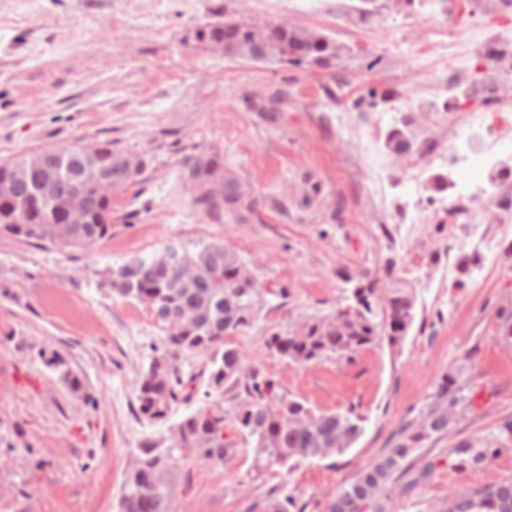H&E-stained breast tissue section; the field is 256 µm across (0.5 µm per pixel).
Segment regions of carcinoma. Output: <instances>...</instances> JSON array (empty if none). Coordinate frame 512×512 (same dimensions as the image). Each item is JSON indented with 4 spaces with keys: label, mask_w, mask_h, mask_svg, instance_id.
<instances>
[{
    "label": "carcinoma",
    "mask_w": 512,
    "mask_h": 512,
    "mask_svg": "<svg viewBox=\"0 0 512 512\" xmlns=\"http://www.w3.org/2000/svg\"><path fill=\"white\" fill-rule=\"evenodd\" d=\"M195 40L226 56L245 57L258 42L264 58L296 65L297 50H314L308 64L327 67L340 56V49L326 35L304 28L283 27L265 22L255 25L231 17L206 22L195 31ZM291 102L286 90L268 96L265 104L248 107L257 112H283ZM411 123L391 128L384 139L395 157L421 149L425 141H415ZM99 171L116 190L133 183L144 169L134 154L99 141ZM42 165L26 179L14 184L9 197H0V232L34 243L59 247L89 248L112 235V202L96 196L92 184L80 195L87 217L76 235L60 223L76 191V179L61 175L56 179L52 202L43 203L34 195L35 187L56 168V157L42 152ZM186 178L199 194L196 204L217 219L224 215L255 213L264 206L233 170L224 167L216 152L201 149L185 158ZM331 313L312 316L286 332L271 331L266 348L281 359L298 366L314 363L329 355L349 357L359 350L387 342L401 343L415 321L414 288L389 261L382 268L365 269ZM112 292L133 299L152 313L166 332L165 352L154 356L142 372L137 387L139 412L151 424L169 420L173 404L191 402L195 375L184 378L175 357L185 352L210 354L202 405L170 427L172 444L161 448L145 440L135 465L125 474L118 512H172V486L160 485L157 478L169 477L180 461L182 448H194L197 457L214 464L224 463L237 442L227 440V429L247 445H253L256 471L274 466L293 468L304 462L324 460L343 453L363 432L365 419L348 409L344 412H315L304 403L280 397L275 382L258 367L242 373L243 357L232 337L251 326L262 304L264 286L239 255L224 243L210 242L191 252L168 245L149 259L136 258L111 273ZM497 335L512 344V309L498 314ZM46 367L60 372L63 384L74 394L86 396L80 380L63 370L61 354L40 353ZM473 375L462 368L443 372L429 402L419 414L403 423L390 439L388 451L365 465L349 483L336 489L323 512H386L389 492L401 479L413 489L426 481L432 464L416 467L414 453L431 441L455 430L465 414L473 412L466 394ZM244 383L246 399L233 414L224 411V387ZM512 451V417H504L484 435L463 437L448 449L453 466L478 470L490 459ZM306 506L291 494L269 490L249 506V512H305ZM435 512H512V480L481 486L440 502Z\"/></svg>",
    "instance_id": "1"
}]
</instances>
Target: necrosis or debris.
Segmentation results:
<instances>
[{"instance_id":"1","label":"necrosis or debris","mask_w":512,"mask_h":512,"mask_svg":"<svg viewBox=\"0 0 512 512\" xmlns=\"http://www.w3.org/2000/svg\"><path fill=\"white\" fill-rule=\"evenodd\" d=\"M478 6L482 20L477 24L459 22L452 6L429 18L424 37L410 44L404 60L432 80L418 99L396 95L390 118L397 123L416 112H433L443 120L448 113H458L467 129L465 139L411 153L401 175L418 185L433 165L463 169L482 163L489 168L487 183L464 185L479 196L481 206L464 211L465 221L511 224L512 194L498 188L512 177V163L497 155L504 122L502 117H490L479 104L494 100L502 115L512 111V103L500 98L501 87L512 81V5L507 0H479Z\"/></svg>"}]
</instances>
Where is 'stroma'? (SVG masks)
Wrapping results in <instances>:
<instances>
[{
    "mask_svg": "<svg viewBox=\"0 0 512 512\" xmlns=\"http://www.w3.org/2000/svg\"><path fill=\"white\" fill-rule=\"evenodd\" d=\"M372 41L355 34L360 0L319 18L299 12L294 25L329 36L342 57L327 68L230 59L193 39L195 29L231 16L277 21L278 0H0V161L39 148L83 140L111 142L140 156L134 185L112 199L111 236L92 249L35 244L0 233V512H116L126 472L145 438L169 445L167 426L138 415L136 386L165 333L147 308L116 297L112 271L149 258L168 242L188 250L221 241L265 285L253 325L233 343L246 365L264 368L278 395L318 411L354 409L364 432L344 454L294 470L256 474L252 447L237 445L223 465L188 455L176 470L173 512H246L273 487L299 498L306 512L351 481L388 448L409 410L428 402L438 376L474 360L475 414L453 437L425 445L418 462L430 478L394 492L388 512H432L465 489L512 479V452L477 471L453 466L454 439L490 430L512 415V345L496 333L500 307L512 306V264L493 259L461 225L463 248L448 245V227L428 216L438 191L394 180L377 205L356 175L364 136L383 142L389 129L376 113L358 112L360 136L336 128L342 87L417 90L428 74L394 58L406 31L438 6L411 16L380 0ZM374 69H367L368 61ZM287 88L288 111L268 120L247 101ZM218 152L264 207L245 220H216L195 203L183 160ZM321 183L322 199L301 206L292 192ZM414 225L413 252L388 246ZM480 265L461 276L460 253ZM394 259L416 287V324L401 345L380 344L352 358L330 356L296 366L271 354L264 340L311 315L335 309L345 284ZM60 353L93 403L72 395L40 351Z\"/></svg>",
    "mask_w": 512,
    "mask_h": 512,
    "instance_id": "35a3bbf8",
    "label": "stroma"
}]
</instances>
